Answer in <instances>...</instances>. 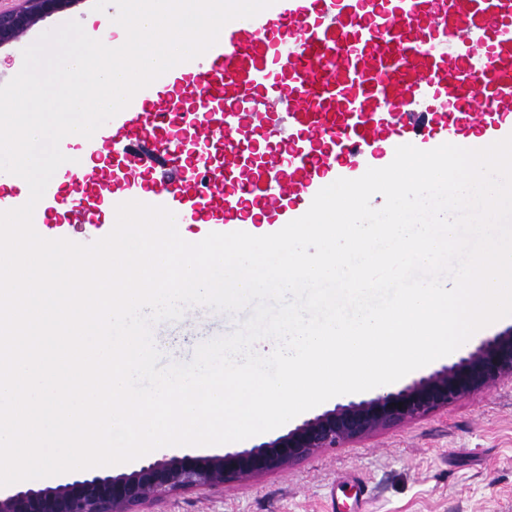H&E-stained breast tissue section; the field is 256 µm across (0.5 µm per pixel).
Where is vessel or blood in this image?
<instances>
[{"label": "vessel or blood", "mask_w": 512, "mask_h": 512, "mask_svg": "<svg viewBox=\"0 0 512 512\" xmlns=\"http://www.w3.org/2000/svg\"><path fill=\"white\" fill-rule=\"evenodd\" d=\"M512 135V0H275L135 93L92 137L64 138L33 212L47 239L89 244L95 214L163 206L191 242L263 236L317 192L390 164L398 146L483 148ZM27 182L0 172V211Z\"/></svg>", "instance_id": "obj_1"}]
</instances>
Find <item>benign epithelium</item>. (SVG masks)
Returning a JSON list of instances; mask_svg holds the SVG:
<instances>
[{"label":"benign epithelium","instance_id":"1","mask_svg":"<svg viewBox=\"0 0 512 512\" xmlns=\"http://www.w3.org/2000/svg\"><path fill=\"white\" fill-rule=\"evenodd\" d=\"M80 2L0 0V48L44 17ZM503 380H512V325L397 390L337 403L248 449L215 454L174 450L116 475L74 471L55 486L0 491V512H138L139 506L171 491L219 487L286 469L329 448L446 409Z\"/></svg>","mask_w":512,"mask_h":512}]
</instances>
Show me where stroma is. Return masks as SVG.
I'll use <instances>...</instances> for the list:
<instances>
[{"mask_svg":"<svg viewBox=\"0 0 512 512\" xmlns=\"http://www.w3.org/2000/svg\"><path fill=\"white\" fill-rule=\"evenodd\" d=\"M235 325L193 307L156 324L154 338L165 362H183ZM144 512H512V382L283 470L167 495Z\"/></svg>","mask_w":512,"mask_h":512,"instance_id":"stroma-1","label":"stroma"}]
</instances>
